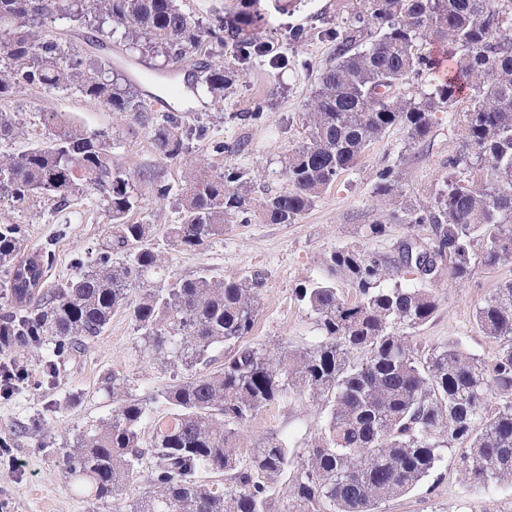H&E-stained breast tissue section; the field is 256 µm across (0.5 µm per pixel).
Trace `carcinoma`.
Segmentation results:
<instances>
[{
  "instance_id": "cac0c4a2",
  "label": "carcinoma",
  "mask_w": 512,
  "mask_h": 512,
  "mask_svg": "<svg viewBox=\"0 0 512 512\" xmlns=\"http://www.w3.org/2000/svg\"><path fill=\"white\" fill-rule=\"evenodd\" d=\"M60 14L93 21L108 36L122 30L139 51L163 57L170 75L203 45H224L223 16L204 26L176 0H0V100L36 86H74L149 128L168 159L186 153L187 141L207 139L205 127L186 125L173 112L149 113L131 85L109 75L110 64H94L81 49L43 36L38 25ZM430 41L448 44L455 71L420 98L393 94L434 65L421 51ZM236 53L249 60L273 48L242 40ZM200 73L216 96L235 77L211 63ZM463 92L470 100L467 151L448 168L476 164L486 181L479 188L451 181L419 211L398 201L395 172L383 168L376 196L395 207L365 225V236L380 237L396 222L427 224L430 237L402 243L394 260L348 246L327 255V266L344 275L356 298L326 282L296 290L316 318L318 342L274 350L240 344L259 312V272L220 279L202 271L168 283L170 254L197 251L234 222L295 223L372 141L392 127L411 143L421 141L432 114ZM44 128L45 141L17 155L0 152V197L28 209L40 199L62 207L89 192L106 203L110 223L94 262L60 285L49 280L51 251L21 253V227L0 224L7 298L0 349L49 343L55 357L74 356L121 310L139 334L141 358L181 373L146 399L129 394L121 377L105 379L110 417L83 430L62 457L79 494L115 512H379L382 502L430 476L442 449L456 445L463 446L469 486L512 481V402L490 398L512 391V278L475 312L495 344L487 358L468 353L459 339L420 353L404 330L433 316L435 293L398 282L381 286L401 270L429 281L446 271L459 283L477 258L491 268L512 263V0H359L336 42V63L319 74L307 140L282 161L288 189L254 205L247 172L195 174L179 199L180 222L161 235L128 215L141 185L160 200L171 185L151 168L129 174L114 166L108 130L87 131L57 112ZM307 399L323 414L310 444L299 451L272 435L241 456L239 433L261 409ZM155 403L166 411L147 436L143 423ZM143 472L148 491L127 498ZM286 473L277 509L274 485Z\"/></svg>"
}]
</instances>
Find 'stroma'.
Here are the masks:
<instances>
[{
  "instance_id": "stroma-1",
  "label": "stroma",
  "mask_w": 512,
  "mask_h": 512,
  "mask_svg": "<svg viewBox=\"0 0 512 512\" xmlns=\"http://www.w3.org/2000/svg\"><path fill=\"white\" fill-rule=\"evenodd\" d=\"M193 19L209 22L223 15L238 38L258 37L272 43L288 58V65L272 69L267 61L240 62L232 45L213 50V62L234 70L235 81L223 98H215L205 84L172 92L157 69L162 58L142 56L122 32L113 33L105 51H91L93 59H105L112 73L127 79L147 106L156 98L168 101L169 111L184 116L187 123L205 125L210 139L223 141L224 155H214L209 141H191L187 159H161L147 128L134 123L125 113L84 97L75 90L36 87L23 92L4 109L23 128L22 136L0 142V151H24L43 131L47 113L58 112L89 130L112 131L114 159L121 170L133 174L150 168L172 185L174 194L158 200L149 187L141 189L139 209L132 220L161 227L176 223V196L187 185L190 166L209 173L232 166L245 169L254 179L253 200L266 193L286 190L282 161L307 136L306 112L317 87L319 73L334 61L335 43L327 38L330 29H343L357 7L356 0H179ZM303 30L302 40L288 38L290 30ZM259 100L269 106L257 122L240 123L236 115L248 111ZM467 96L432 116L428 137L409 143L404 130L393 128L373 142L356 166L329 186L315 206L292 224L226 225L223 236L211 239L195 252L174 253L169 265L174 277L205 270L214 276H245L261 272L265 285L260 293V310L255 326L244 337L247 346L304 347L319 339L313 315L296 298L306 282H335L347 299L356 296L349 281L323 262L330 251L354 246L364 254L396 257L402 242L422 235L418 226L391 224L383 237H364L365 225L380 217L381 204L375 193L379 171L392 166L400 178L404 200L415 207L429 202L444 188L449 157L466 144ZM109 222L108 212L97 195H78L69 206L56 208L45 201L20 210L0 198V224H17L25 231L27 251L53 245V280L64 282L75 276L78 260L94 258ZM512 278V265L493 268L476 264L467 281L447 278L433 282L438 308L423 326L409 336L420 347L440 345L451 338L462 340L467 351L490 356L492 344L475 325L474 314L497 283ZM139 338L123 312L115 313L105 332L80 355L61 364L50 383H41L43 365L50 357L48 347H18L0 352V362H19L33 373L11 395H0V437L10 445L0 457V498L11 512H108L105 505L78 497L61 466V457L72 448L86 425L107 418L112 400L103 389L107 377H125L134 396L143 398L173 378L170 370L142 360ZM321 410L306 401L276 403L262 409L246 424L238 440L249 452L269 434L277 433L296 448H304L321 425ZM460 448L446 451L441 465L410 493L382 504L381 512H512V485L475 490L466 483Z\"/></svg>"
}]
</instances>
